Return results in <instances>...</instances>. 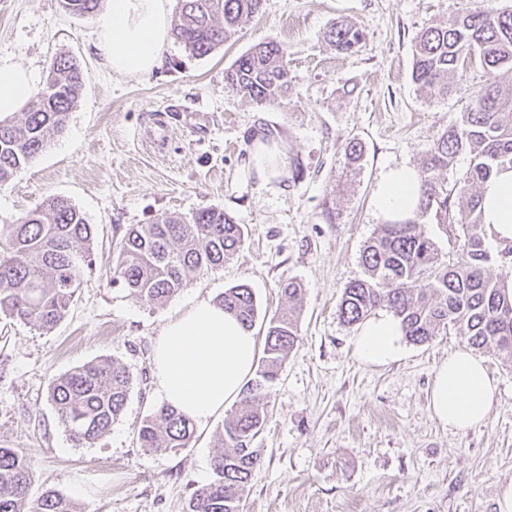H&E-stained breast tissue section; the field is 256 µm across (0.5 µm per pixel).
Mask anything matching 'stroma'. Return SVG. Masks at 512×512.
I'll use <instances>...</instances> for the list:
<instances>
[{
    "instance_id": "1",
    "label": "stroma",
    "mask_w": 512,
    "mask_h": 512,
    "mask_svg": "<svg viewBox=\"0 0 512 512\" xmlns=\"http://www.w3.org/2000/svg\"><path fill=\"white\" fill-rule=\"evenodd\" d=\"M512 9V0H264L234 40L191 55L171 40L163 66L122 76L95 43L97 16L61 0H0V56L47 73L53 57L76 59L84 80L65 133L0 185V219L65 197L96 229L94 267L51 331L0 314V447L27 455L30 498L56 490L80 512H187L213 477L225 412L196 426L190 447H140L142 421L161 405L153 351L164 323L224 289L249 285L260 313L286 308L287 280L304 289L302 339L270 386L266 422L254 437L262 464L241 512H498L512 483V363L479 351L498 382L488 419L464 433L433 417L437 366L467 348L457 331L426 344L404 342L386 365L359 360L357 327L340 320L344 288L364 275L361 254L382 222L375 191L387 167H421L489 80L479 63L455 72L452 92L434 97L412 80L423 27L465 11ZM347 20L363 33L343 54L327 31ZM288 46L292 92L259 106L229 91L224 73L268 37ZM273 159L258 161L260 130ZM364 155L348 163L351 139ZM304 174L289 180L288 163ZM204 207L224 210L244 238L224 266L204 269L156 304L110 281L113 245L131 224ZM335 222H327L326 212ZM126 366L134 385L120 418L93 446L70 438L49 398L54 378L90 361Z\"/></svg>"
}]
</instances>
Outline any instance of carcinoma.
I'll use <instances>...</instances> for the list:
<instances>
[{
	"label": "carcinoma",
	"instance_id": "cac0c4a2",
	"mask_svg": "<svg viewBox=\"0 0 512 512\" xmlns=\"http://www.w3.org/2000/svg\"><path fill=\"white\" fill-rule=\"evenodd\" d=\"M107 0H62L79 15L100 11ZM173 35L196 56H206L234 38L244 20L259 14L263 0H179ZM363 33L350 23L328 31L343 53L359 45ZM287 47L275 38L252 47L225 72L226 86L257 105H271L291 90ZM477 61L490 74L512 69V9H478L445 24L424 27L416 37L412 79L420 89L446 97L448 75ZM83 88L79 65L55 57L42 96L33 93L23 118L0 120V184L14 179L66 129ZM459 154L469 156L463 180L448 186L443 171ZM512 168V85L491 82L476 92L459 122L427 151L420 170L422 196L404 221L387 220L365 246V277L348 284L338 312L347 326L385 308L403 336L425 344L439 331L454 329L477 348L512 359V242L493 254L486 246L481 199L475 188L500 170ZM433 216L450 248L444 253L420 229ZM94 226L68 199L57 196L25 215L0 224V313L49 331L64 317L86 273L93 270ZM244 237L242 225L223 210L204 207L185 221L162 214L151 224L131 226L116 243L111 281L135 296L162 303L202 268L224 266ZM501 263L493 277L491 264ZM286 312L267 324L262 356L240 393L238 407L224 419L222 447L212 458L214 478L194 490L189 512H240L239 504L261 452L251 447L266 418L265 391L300 342L297 309L302 288H282ZM224 311L251 329L258 318L255 294L241 284L224 290ZM129 370L113 361H92L52 381L50 400L71 439L90 447L121 415L132 389ZM192 420L169 405L145 418L140 446L155 451L189 447ZM33 469L28 457L0 447V512H78L75 502L47 489L29 499Z\"/></svg>",
	"mask_w": 512,
	"mask_h": 512
}]
</instances>
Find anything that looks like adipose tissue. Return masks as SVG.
Segmentation results:
<instances>
[{"label":"adipose tissue","mask_w":512,"mask_h":512,"mask_svg":"<svg viewBox=\"0 0 512 512\" xmlns=\"http://www.w3.org/2000/svg\"><path fill=\"white\" fill-rule=\"evenodd\" d=\"M171 0H108L95 39L106 64L119 75L159 68L170 39ZM41 80L38 70L0 58V115L18 111ZM421 178L408 165L387 168L376 192L383 219L413 216ZM484 222L495 242L512 240V169L499 172L481 188ZM399 322L377 314L361 326L355 353L364 362L385 365L402 353ZM257 358L252 331L202 301L170 319L158 337L153 369L159 397L195 423H207L238 398ZM498 385L483 361L467 350L450 354L435 370L430 407L444 425L465 432L485 422L497 400Z\"/></svg>","instance_id":"ef3b65f1"}]
</instances>
